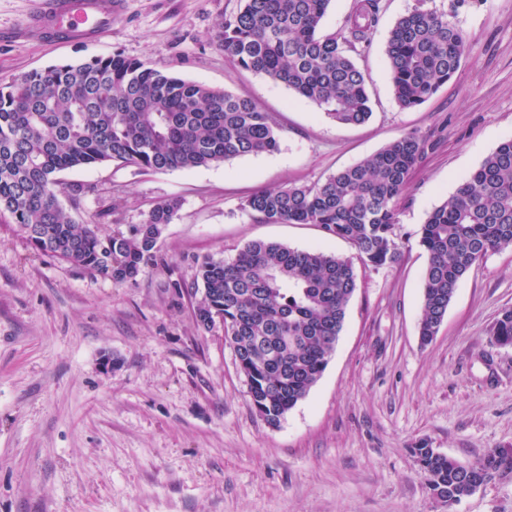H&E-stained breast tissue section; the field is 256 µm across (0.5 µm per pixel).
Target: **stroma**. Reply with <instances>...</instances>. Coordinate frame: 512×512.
<instances>
[{
  "label": "stroma",
  "instance_id": "obj_1",
  "mask_svg": "<svg viewBox=\"0 0 512 512\" xmlns=\"http://www.w3.org/2000/svg\"><path fill=\"white\" fill-rule=\"evenodd\" d=\"M450 0H380L356 61L373 114L342 125L283 84L239 68L216 43L241 0H123L112 31L74 47L26 41L36 0H0V84L62 61L119 53L250 98L274 122L277 151L192 170L105 164L63 173L85 192L82 224L125 233L162 201L181 208L133 282L90 276L32 249L0 218V512H512V474L454 508L432 497L420 443L465 464L512 448V347L492 340L512 308V248L461 280L437 335L418 333L427 254L420 229L502 141L512 138V0H478L454 21L469 52L422 106L395 99L385 46L398 17ZM409 132L436 144L399 204L397 264L356 259L313 224H266L244 210L261 189L311 184ZM252 241L356 262L343 330L307 396L270 426L221 328L194 318L206 257Z\"/></svg>",
  "mask_w": 512,
  "mask_h": 512
}]
</instances>
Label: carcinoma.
<instances>
[{
  "mask_svg": "<svg viewBox=\"0 0 512 512\" xmlns=\"http://www.w3.org/2000/svg\"><path fill=\"white\" fill-rule=\"evenodd\" d=\"M331 0H243L218 24V45L240 68L281 83L343 125L372 114L365 76L352 53L366 45L379 0H355L344 37L326 33ZM468 50L445 12L414 9L389 32L385 53L402 109L427 102L461 67ZM431 146L410 132L363 161L311 185L251 195L245 208L268 224H315L349 241L361 261L392 265L400 251L394 228L410 174ZM271 115L244 96L149 68L115 53L61 62L0 85V214L38 252L89 275L133 281L181 203L156 204L128 233L104 236L76 222L60 200L59 174L103 164L145 172L209 167L278 150ZM427 253L421 343L437 334L456 290L487 254L512 247V139L500 143L420 231ZM195 319L219 324L249 380L255 410L271 426L310 391L342 332L356 290L353 262L320 250L252 241L229 261L198 265ZM512 346V309L493 329ZM432 496L448 507L471 489L512 474V449L463 464L422 444L412 449Z\"/></svg>",
  "mask_w": 512,
  "mask_h": 512,
  "instance_id": "carcinoma-1",
  "label": "carcinoma"
}]
</instances>
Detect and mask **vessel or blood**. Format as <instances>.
Returning a JSON list of instances; mask_svg holds the SVG:
<instances>
[{
    "mask_svg": "<svg viewBox=\"0 0 512 512\" xmlns=\"http://www.w3.org/2000/svg\"><path fill=\"white\" fill-rule=\"evenodd\" d=\"M122 0H39L21 23L31 40L79 45L101 39L112 30Z\"/></svg>",
    "mask_w": 512,
    "mask_h": 512,
    "instance_id": "obj_1",
    "label": "vessel or blood"
}]
</instances>
